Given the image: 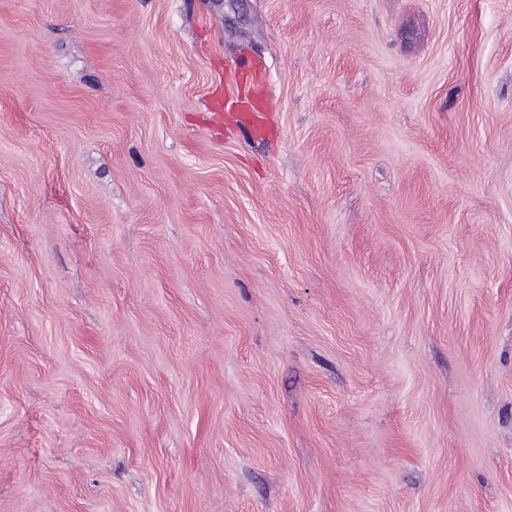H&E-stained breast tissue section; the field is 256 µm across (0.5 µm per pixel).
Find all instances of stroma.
Instances as JSON below:
<instances>
[{
	"mask_svg": "<svg viewBox=\"0 0 512 512\" xmlns=\"http://www.w3.org/2000/svg\"><path fill=\"white\" fill-rule=\"evenodd\" d=\"M0 512H512V0H0ZM234 74L236 88H228L224 96L214 102L217 115L221 118L226 112L235 123L261 135L267 124L266 84L260 80L255 64L248 69L235 68Z\"/></svg>",
	"mask_w": 512,
	"mask_h": 512,
	"instance_id": "obj_1",
	"label": "stroma"
}]
</instances>
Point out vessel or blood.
I'll list each match as a JSON object with an SVG mask.
<instances>
[{"instance_id": "b4317fda", "label": "vessel or blood", "mask_w": 512, "mask_h": 512, "mask_svg": "<svg viewBox=\"0 0 512 512\" xmlns=\"http://www.w3.org/2000/svg\"><path fill=\"white\" fill-rule=\"evenodd\" d=\"M234 81V87L228 88L216 101L217 112L227 113L235 123L254 134H262L267 124L265 84L253 67L236 70Z\"/></svg>"}]
</instances>
